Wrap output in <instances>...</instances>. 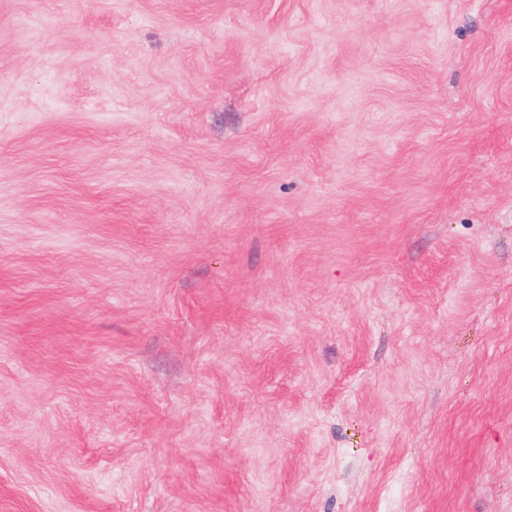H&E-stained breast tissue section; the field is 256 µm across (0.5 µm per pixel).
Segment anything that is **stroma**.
<instances>
[{"label":"stroma","instance_id":"1","mask_svg":"<svg viewBox=\"0 0 512 512\" xmlns=\"http://www.w3.org/2000/svg\"><path fill=\"white\" fill-rule=\"evenodd\" d=\"M0 512H512V0H0Z\"/></svg>","mask_w":512,"mask_h":512}]
</instances>
